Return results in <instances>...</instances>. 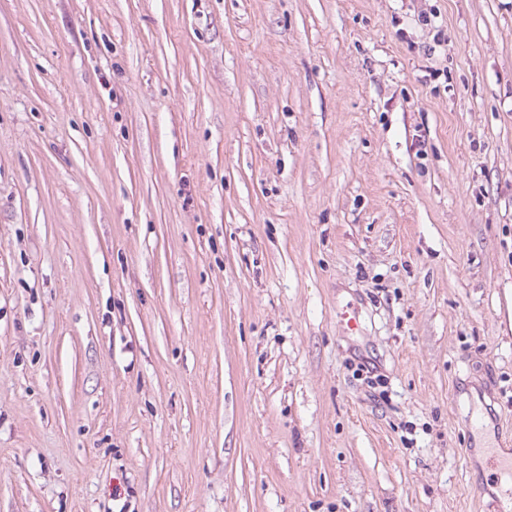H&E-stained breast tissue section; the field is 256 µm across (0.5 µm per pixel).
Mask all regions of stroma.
<instances>
[{"instance_id": "1", "label": "stroma", "mask_w": 512, "mask_h": 512, "mask_svg": "<svg viewBox=\"0 0 512 512\" xmlns=\"http://www.w3.org/2000/svg\"><path fill=\"white\" fill-rule=\"evenodd\" d=\"M473 402L512 0H0V512H502Z\"/></svg>"}]
</instances>
